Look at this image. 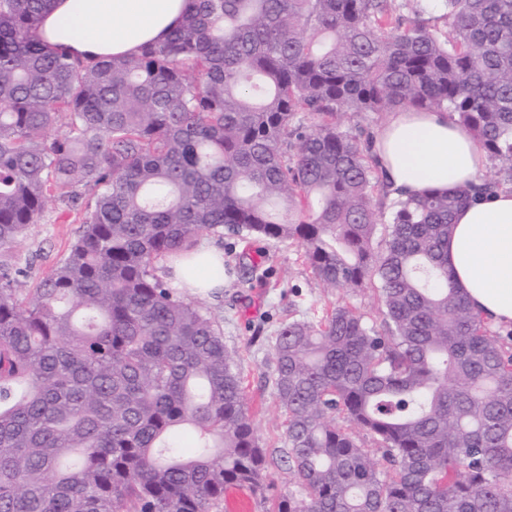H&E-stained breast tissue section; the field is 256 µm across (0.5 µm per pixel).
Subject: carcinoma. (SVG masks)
<instances>
[{
  "label": "carcinoma",
  "mask_w": 512,
  "mask_h": 512,
  "mask_svg": "<svg viewBox=\"0 0 512 512\" xmlns=\"http://www.w3.org/2000/svg\"><path fill=\"white\" fill-rule=\"evenodd\" d=\"M51 2L0 0V512H217L273 466L295 491L266 512H512V325L446 266L455 211L512 189V0H186L95 62L43 43ZM398 109L448 112L497 175L393 188L343 117ZM52 200L83 230L26 288L14 247ZM226 234L378 292L381 332L347 303L282 321L281 448L218 316L159 275Z\"/></svg>",
  "instance_id": "1"
}]
</instances>
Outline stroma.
I'll list each match as a JSON object with an SVG mask.
<instances>
[{
    "label": "stroma",
    "mask_w": 512,
    "mask_h": 512,
    "mask_svg": "<svg viewBox=\"0 0 512 512\" xmlns=\"http://www.w3.org/2000/svg\"><path fill=\"white\" fill-rule=\"evenodd\" d=\"M82 226L75 216L61 213L49 203L39 222L30 225L17 248L27 268L28 284H35L67 255ZM209 246L237 263L241 254L262 257L269 285L257 288L234 278L225 280L221 294L203 296V303L219 316L224 343L237 359L246 383V397L257 435L265 447L279 445L283 413L271 380L276 331L288 318L318 321L334 301L312 276L295 244L280 241L245 242L212 238Z\"/></svg>",
    "instance_id": "1"
}]
</instances>
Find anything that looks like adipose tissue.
Instances as JSON below:
<instances>
[{
    "label": "adipose tissue",
    "mask_w": 512,
    "mask_h": 512,
    "mask_svg": "<svg viewBox=\"0 0 512 512\" xmlns=\"http://www.w3.org/2000/svg\"><path fill=\"white\" fill-rule=\"evenodd\" d=\"M184 9L185 0H53L40 36L85 59L131 56L164 41ZM375 146L395 187L411 195L476 182L488 163L481 144L444 112L393 113ZM453 224L448 270L456 287L493 322H512V191L460 208ZM215 257L203 245L193 260L173 261L174 284L194 293L220 288L209 271Z\"/></svg>",
    "instance_id": "ef3b65f1"
}]
</instances>
